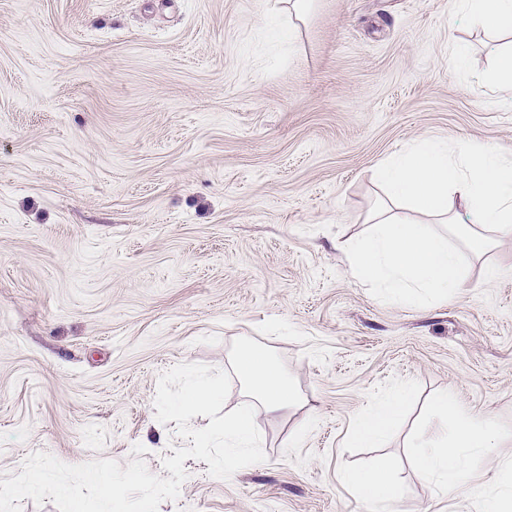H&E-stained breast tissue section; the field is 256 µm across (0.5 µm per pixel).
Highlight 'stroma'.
<instances>
[{
    "mask_svg": "<svg viewBox=\"0 0 512 512\" xmlns=\"http://www.w3.org/2000/svg\"><path fill=\"white\" fill-rule=\"evenodd\" d=\"M510 47L456 0H318L294 29L275 0H0V480L37 451L168 477L185 441L155 417L159 375L230 369L249 344L298 395L255 412L266 462L221 480L186 459L159 512H372L340 473L383 454L390 512H480L405 443L450 388L512 452V240L463 254L457 297L423 308L356 280L342 247L371 231L393 153H512V99L491 91ZM404 385L384 449L355 445Z\"/></svg>",
    "mask_w": 512,
    "mask_h": 512,
    "instance_id": "obj_1",
    "label": "stroma"
}]
</instances>
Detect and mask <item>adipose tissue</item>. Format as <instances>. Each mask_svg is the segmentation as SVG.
<instances>
[{
	"label": "adipose tissue",
	"mask_w": 512,
	"mask_h": 512,
	"mask_svg": "<svg viewBox=\"0 0 512 512\" xmlns=\"http://www.w3.org/2000/svg\"><path fill=\"white\" fill-rule=\"evenodd\" d=\"M459 7L485 32H512V0H460ZM375 175L391 203L374 212L372 233L348 245L347 253L354 275L375 285L392 303L418 306L455 297L464 270L449 236L459 238L477 259L501 238L512 236V155L493 145H450L427 138L378 163ZM456 197L462 210L454 208ZM403 200L415 201L446 225V232L434 234L410 222L394 208ZM462 213L468 219L464 225L458 222ZM232 368L267 411L296 403L284 374L271 366L264 352L242 348L233 356ZM406 401V392L397 391L370 408L355 422L354 440L362 445L383 443ZM430 413L432 424L412 436L407 446L418 474L434 482L443 496L476 487L482 462L495 461L503 476L512 475V457L500 453V430L490 414L466 409L450 391L435 396ZM342 478L373 505L399 497L387 457H379L366 470L343 472Z\"/></svg>",
	"instance_id": "ef3b65f1"
}]
</instances>
